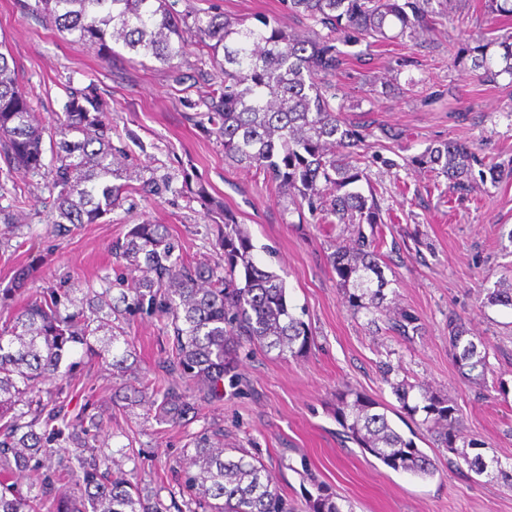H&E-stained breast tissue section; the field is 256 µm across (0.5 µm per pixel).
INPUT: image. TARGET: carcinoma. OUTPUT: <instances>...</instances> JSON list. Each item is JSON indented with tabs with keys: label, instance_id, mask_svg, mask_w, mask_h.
Instances as JSON below:
<instances>
[{
	"label": "carcinoma",
	"instance_id": "obj_1",
	"mask_svg": "<svg viewBox=\"0 0 512 512\" xmlns=\"http://www.w3.org/2000/svg\"><path fill=\"white\" fill-rule=\"evenodd\" d=\"M176 0H37L43 17L56 29L108 57L120 45L133 57L160 63L176 84L183 83L185 34L191 33L210 65V96L202 101L201 119L224 145V156L269 174L275 188L298 214L309 212L314 224H355L348 244L338 242L327 260L339 277L342 299L366 325L403 339L421 333L418 318L386 304L391 281L380 266L379 244L364 224L381 223L376 198L352 189L367 160L366 129L343 117L332 77L347 61L338 45L378 41L393 32L398 38L422 32L436 15L452 12L455 0H285L288 11L310 21L306 35L289 33L263 18L257 25L230 21L217 12H178ZM469 48L473 66L485 80L512 77V32L489 53L481 38ZM0 43V157L15 168L46 176L56 191L46 218L59 236L82 224H94L132 193L160 196L166 182L140 176L137 159L112 147L94 87L71 94L52 131L37 118L32 95L25 91L17 66ZM49 134L51 164L44 163V134ZM411 162L450 180L449 188H474L480 179L502 178L465 143L426 147ZM224 263H188L176 254L178 244L167 225H133L112 244L119 262L142 276L119 278L121 289L112 305L110 289L98 293L78 287L48 288L26 298L23 306L0 323V512H170L159 492L148 493L135 481L136 462L127 443L108 453L101 439L102 421L70 416L67 395L74 371L85 358L97 356L124 377L132 344L112 316L157 314L172 329V348L164 371L189 383L162 384L157 377L148 410L161 421L180 424L201 406L220 397L219 384L232 376L246 347L261 346L292 355L311 342L308 325L293 312L285 284L254 260L255 246L233 218L224 215L217 228ZM486 304L512 308V288L487 291ZM448 343L460 376L486 382L493 369L483 342L468 335L459 318L448 320ZM400 408L423 415L421 426L438 448L457 444L474 450L459 457L468 468L512 489V470L497 458L486 459L485 442L463 434L460 409L448 396L420 382L392 384ZM336 416L348 437L396 472L432 477L437 468L415 441L390 423L380 404L351 389L336 393ZM185 479L170 498H182L177 512H294L279 492L269 469L224 447V432L190 438ZM60 448H73L70 456ZM28 473L27 491L15 476ZM78 486L74 497L57 486V477ZM312 512H344L333 496L318 493Z\"/></svg>",
	"mask_w": 512,
	"mask_h": 512
}]
</instances>
